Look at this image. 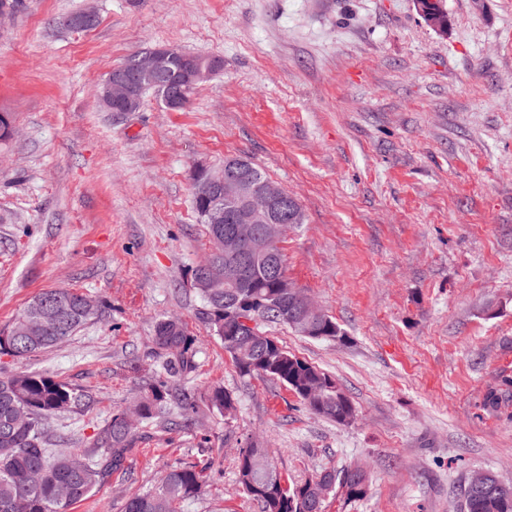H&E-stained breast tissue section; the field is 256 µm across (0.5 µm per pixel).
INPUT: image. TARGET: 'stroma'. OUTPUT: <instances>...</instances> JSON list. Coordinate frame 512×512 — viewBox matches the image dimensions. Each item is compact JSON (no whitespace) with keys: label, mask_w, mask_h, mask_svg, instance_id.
Segmentation results:
<instances>
[{"label":"stroma","mask_w":512,"mask_h":512,"mask_svg":"<svg viewBox=\"0 0 512 512\" xmlns=\"http://www.w3.org/2000/svg\"><path fill=\"white\" fill-rule=\"evenodd\" d=\"M443 4L442 31L414 0H24L0 27V111L17 127L0 141V333L48 288L106 306L55 348L0 354V375L74 388L48 432L80 452L158 380L156 319L180 317L196 340L179 385L198 413L138 426L125 463L72 512H124L185 466L205 487L180 512H259L237 482L253 443L288 484L367 470L365 497L329 494L322 512H456L472 472L512 483V0ZM88 7L95 28L63 26ZM157 47L223 67L183 110L149 92L140 111H106L107 73ZM230 156L302 207L279 241L287 275L343 336L261 329L336 380L352 424L241 375L204 319L194 172ZM218 387L234 414L208 410Z\"/></svg>","instance_id":"1"}]
</instances>
